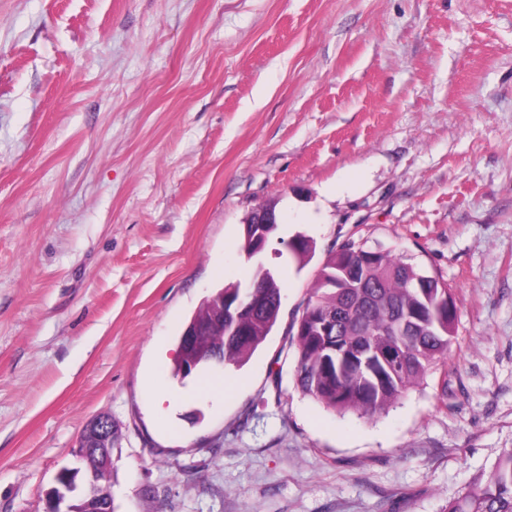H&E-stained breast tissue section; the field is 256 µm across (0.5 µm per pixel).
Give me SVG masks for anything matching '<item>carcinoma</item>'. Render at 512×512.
<instances>
[{
    "label": "carcinoma",
    "instance_id": "carcinoma-1",
    "mask_svg": "<svg viewBox=\"0 0 512 512\" xmlns=\"http://www.w3.org/2000/svg\"><path fill=\"white\" fill-rule=\"evenodd\" d=\"M311 251L304 236L289 242L288 253L300 265ZM223 296L252 300L254 308L230 325H211L198 369L241 362L276 324L281 289L270 270L258 267L247 282L226 286L215 298ZM455 318L451 294L439 278L389 251L371 259L369 252L345 245L323 262L296 331L297 385L332 410L373 419L444 362ZM321 322L332 324L325 336ZM444 512H512V448Z\"/></svg>",
    "mask_w": 512,
    "mask_h": 512
}]
</instances>
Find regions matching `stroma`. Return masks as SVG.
<instances>
[{
    "instance_id": "35a3bbf8",
    "label": "stroma",
    "mask_w": 512,
    "mask_h": 512,
    "mask_svg": "<svg viewBox=\"0 0 512 512\" xmlns=\"http://www.w3.org/2000/svg\"><path fill=\"white\" fill-rule=\"evenodd\" d=\"M264 206L278 231L251 258ZM347 244L405 255L457 309L445 364L371 420L295 377ZM260 264L277 323L199 396L170 373L182 326ZM103 414L114 512H441L492 469L512 448V0H0V512H45Z\"/></svg>"
}]
</instances>
